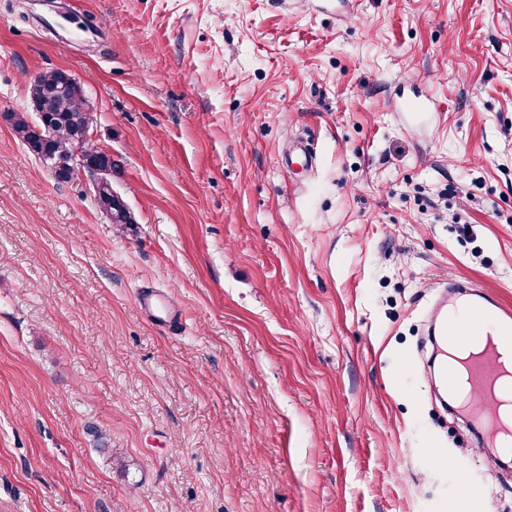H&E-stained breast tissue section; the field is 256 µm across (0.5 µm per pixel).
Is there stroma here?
<instances>
[{"label":"stroma","instance_id":"stroma-1","mask_svg":"<svg viewBox=\"0 0 512 512\" xmlns=\"http://www.w3.org/2000/svg\"><path fill=\"white\" fill-rule=\"evenodd\" d=\"M52 69L136 222L0 120V512H512L421 369L512 305V0H0V113Z\"/></svg>","mask_w":512,"mask_h":512}]
</instances>
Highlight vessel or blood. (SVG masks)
Masks as SVG:
<instances>
[{"instance_id": "1", "label": "vessel or blood", "mask_w": 512, "mask_h": 512, "mask_svg": "<svg viewBox=\"0 0 512 512\" xmlns=\"http://www.w3.org/2000/svg\"><path fill=\"white\" fill-rule=\"evenodd\" d=\"M468 326L478 343L466 356L450 358L449 334ZM428 334L438 357L432 375L447 392L458 395L481 446L512 449V306L480 286L449 284L441 307L431 318Z\"/></svg>"}]
</instances>
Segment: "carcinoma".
I'll return each instance as SVG.
<instances>
[{
  "label": "carcinoma",
  "mask_w": 512,
  "mask_h": 512,
  "mask_svg": "<svg viewBox=\"0 0 512 512\" xmlns=\"http://www.w3.org/2000/svg\"><path fill=\"white\" fill-rule=\"evenodd\" d=\"M29 99L49 101L52 109L35 117L27 112L9 111L5 113V120L16 137L40 161L49 167L56 161L68 164L71 155L90 146L94 115L85 90L78 82H64L57 70L38 73L30 80ZM90 163L99 166V171L92 173L94 198L99 210L111 224L127 227L136 223L125 202L112 191V156L98 147L93 150Z\"/></svg>",
  "instance_id": "carcinoma-1"
}]
</instances>
